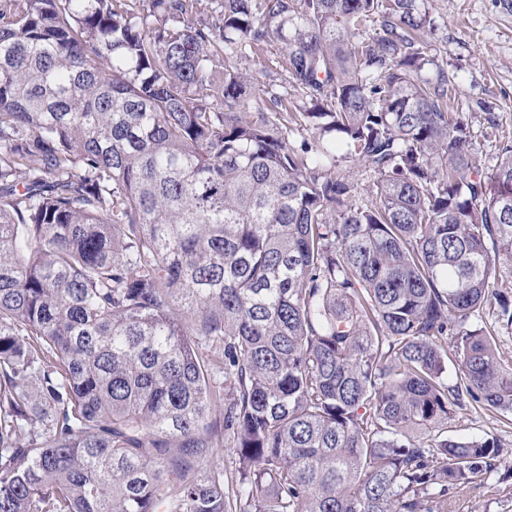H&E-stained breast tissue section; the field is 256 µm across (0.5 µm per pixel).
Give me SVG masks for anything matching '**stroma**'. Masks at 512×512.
I'll use <instances>...</instances> for the list:
<instances>
[{
    "instance_id": "stroma-1",
    "label": "stroma",
    "mask_w": 512,
    "mask_h": 512,
    "mask_svg": "<svg viewBox=\"0 0 512 512\" xmlns=\"http://www.w3.org/2000/svg\"><path fill=\"white\" fill-rule=\"evenodd\" d=\"M436 31L426 53L457 87L453 111L470 129L473 158L491 170L503 141L512 140V0H429ZM494 107L487 121L481 103ZM452 437L496 435L512 442L504 418L472 409L448 426ZM448 512H512V479L451 494Z\"/></svg>"
}]
</instances>
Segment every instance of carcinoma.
<instances>
[{
    "instance_id": "cac0c4a2",
    "label": "carcinoma",
    "mask_w": 512,
    "mask_h": 512,
    "mask_svg": "<svg viewBox=\"0 0 512 512\" xmlns=\"http://www.w3.org/2000/svg\"><path fill=\"white\" fill-rule=\"evenodd\" d=\"M197 2L0 0V512H229L224 443L236 512H448L508 447L448 422L512 417V142L428 0ZM276 50L271 48L265 54V59L255 62V59L243 58L240 62L241 69L247 73L251 83L256 88V98L250 104L251 112H259L265 108L266 98L261 89L270 87L271 85H285L288 79V73L281 66V59ZM336 170L341 174L346 173L351 175V179L356 186V202L365 201L370 191H372L375 179L374 173L370 172L368 169H364L363 167H354L351 162L346 161L341 162Z\"/></svg>"
}]
</instances>
